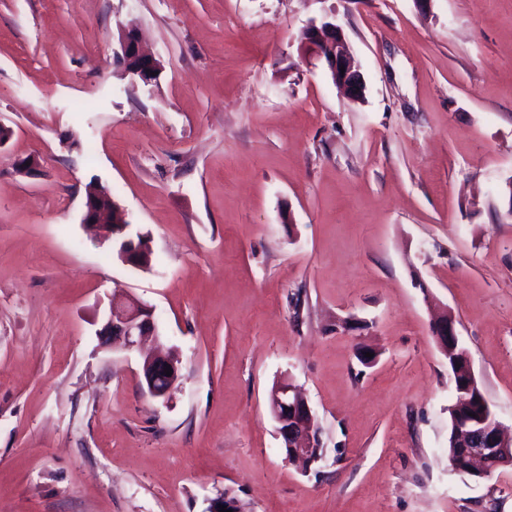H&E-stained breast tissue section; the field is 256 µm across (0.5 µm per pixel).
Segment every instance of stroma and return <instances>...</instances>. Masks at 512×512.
<instances>
[{"instance_id": "obj_1", "label": "stroma", "mask_w": 512, "mask_h": 512, "mask_svg": "<svg viewBox=\"0 0 512 512\" xmlns=\"http://www.w3.org/2000/svg\"><path fill=\"white\" fill-rule=\"evenodd\" d=\"M341 27L365 81L306 58ZM160 61L133 83L119 31ZM0 512H512L448 464V309L512 433V0H0ZM36 157L35 174L17 169ZM108 187L154 260L82 223ZM152 307L167 397L105 336ZM373 352L376 362L362 357ZM302 390L324 457L285 460ZM303 40L309 57L326 63L332 81L347 98L352 101L362 100L364 80L353 66L341 28L331 22H325L321 26L311 24L306 29ZM340 66H344V74H341ZM154 311L128 294H114L109 306L104 332L112 339H121L128 347L141 342L145 336L157 335ZM431 330L436 343L445 356L454 355L457 349L462 348L455 329V320L448 315V311L432 317ZM166 365H170L172 375L166 376ZM142 375L148 392L156 398L165 397L180 379L178 361L170 354L157 352L148 355L142 365ZM269 410L278 424L285 459L310 468L322 459L320 430L304 395L287 379L278 380L269 394Z\"/></svg>"}]
</instances>
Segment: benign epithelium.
<instances>
[{
	"instance_id": "obj_1",
	"label": "benign epithelium",
	"mask_w": 512,
	"mask_h": 512,
	"mask_svg": "<svg viewBox=\"0 0 512 512\" xmlns=\"http://www.w3.org/2000/svg\"><path fill=\"white\" fill-rule=\"evenodd\" d=\"M303 44L309 57L326 63L334 84L352 101L364 96L365 84L360 72L354 68L346 48L341 28L331 22L321 25L312 24L304 33ZM121 60L137 57L140 67L131 72L134 81L146 86L155 82L152 73L160 69L153 56L145 53L134 29L120 30ZM105 192L98 191L85 197L82 222L95 228H102L100 216L101 201ZM120 234L125 246L119 251L121 261L134 268H144L143 247L138 239L130 234V225L121 224L104 235ZM431 330L441 352L450 356L460 348L455 320L448 312L435 315L431 319ZM104 332L114 339L123 340L128 347L141 342L145 336L157 334L154 311L148 305L128 294H115L109 306L108 320ZM171 368L172 375L165 373ZM469 392L475 393L472 415L458 413L460 407L454 406L452 447L463 453L467 466L459 469L476 480H482L500 464L502 456L512 452V438L505 437L499 422L484 400L476 382L471 365H466ZM142 375L148 392L162 398L180 379L178 361L169 354L157 352L147 356L142 365ZM269 410L278 424V434L282 440L285 459L304 469L322 459V440L320 430L311 407L304 395L287 379L278 380L269 394ZM225 506L229 512H244L246 505L238 498L219 496L211 502L207 512H218L219 506Z\"/></svg>"
}]
</instances>
